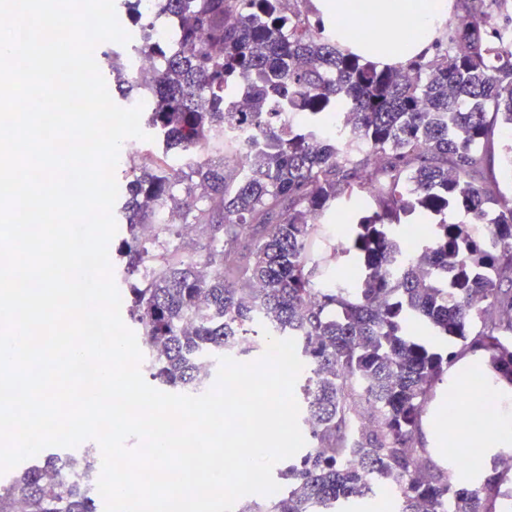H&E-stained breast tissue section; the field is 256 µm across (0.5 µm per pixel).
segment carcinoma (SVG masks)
<instances>
[{"label":"carcinoma","instance_id":"1","mask_svg":"<svg viewBox=\"0 0 512 512\" xmlns=\"http://www.w3.org/2000/svg\"><path fill=\"white\" fill-rule=\"evenodd\" d=\"M507 0H459L456 22L434 25L436 53L381 66L341 31L309 34L288 0H163L180 20L177 43L144 37L158 64L128 75L112 50V81L149 94L147 125L166 150L189 156L224 125L244 131L252 173L210 157L187 168L143 167L127 182L130 227L160 224L119 246L130 319L142 330L150 378L180 392L198 383L196 360L239 358L240 336L292 338L304 368L297 400L310 442L281 475L287 490L238 512H336L388 488L398 512H496L512 505L509 472L457 487L421 442L430 394L459 358L469 373L512 388V196L497 190L495 131L512 129V19ZM302 115L285 126L279 110ZM347 113L357 148L326 131ZM414 185V193L407 188ZM494 215L490 239L448 223ZM345 224L340 285L310 256L314 218ZM427 230L402 278L388 264L407 218ZM208 230L187 256L180 228ZM266 313L256 324L254 303ZM96 456L50 453L0 481V512H97Z\"/></svg>","mask_w":512,"mask_h":512}]
</instances>
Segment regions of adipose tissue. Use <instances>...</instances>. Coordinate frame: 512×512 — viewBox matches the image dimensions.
<instances>
[{"label": "adipose tissue", "mask_w": 512, "mask_h": 512, "mask_svg": "<svg viewBox=\"0 0 512 512\" xmlns=\"http://www.w3.org/2000/svg\"><path fill=\"white\" fill-rule=\"evenodd\" d=\"M325 20L359 16L382 22L374 43L375 55L393 63L425 49L436 17L448 8L447 0H315Z\"/></svg>", "instance_id": "ef3b65f1"}]
</instances>
